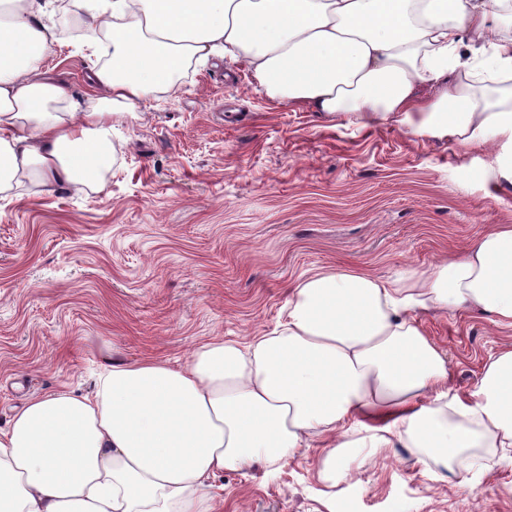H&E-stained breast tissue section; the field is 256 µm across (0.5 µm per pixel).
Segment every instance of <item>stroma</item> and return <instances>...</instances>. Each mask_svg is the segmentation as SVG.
<instances>
[{
	"label": "stroma",
	"instance_id": "obj_1",
	"mask_svg": "<svg viewBox=\"0 0 512 512\" xmlns=\"http://www.w3.org/2000/svg\"><path fill=\"white\" fill-rule=\"evenodd\" d=\"M42 65L74 98L95 60L74 12ZM103 186L0 199V428L28 399L94 394L112 360L173 365L216 337L247 341L284 321L317 271L405 278L434 270L495 224H512V179L491 144L461 147L387 123L358 128L258 92L243 62L188 65L112 131ZM466 395L512 328L482 313L423 311ZM474 484L410 449H356L351 476L319 481L316 452L208 481L223 512H512V466L468 452Z\"/></svg>",
	"mask_w": 512,
	"mask_h": 512
}]
</instances>
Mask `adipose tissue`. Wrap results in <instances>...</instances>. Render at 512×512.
<instances>
[{
	"label": "adipose tissue",
	"mask_w": 512,
	"mask_h": 512,
	"mask_svg": "<svg viewBox=\"0 0 512 512\" xmlns=\"http://www.w3.org/2000/svg\"><path fill=\"white\" fill-rule=\"evenodd\" d=\"M0 21V194L93 186L112 130L137 100L173 89L189 63L243 59L255 88L321 117L387 121L463 146L496 142L512 174V0H72L109 34L89 95L69 97L40 64L58 44L55 0H10ZM452 308L512 327V224H497L411 285L321 272L288 299L281 331L215 339L187 362H115L95 395L30 399L0 429V512H216L207 480L319 447L322 481L348 479L358 448L396 445L453 463L512 448V347L476 389L418 311Z\"/></svg>",
	"instance_id": "ef3b65f1"
}]
</instances>
